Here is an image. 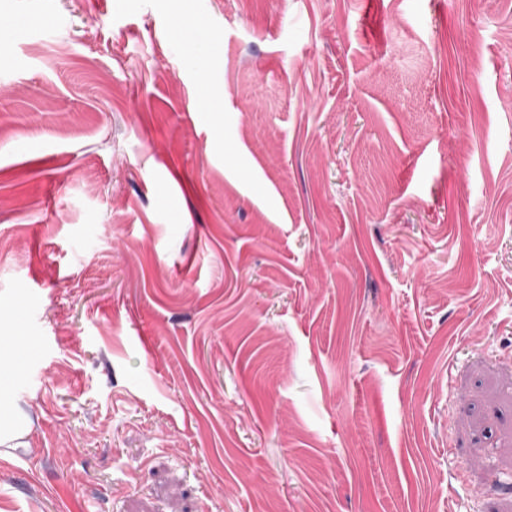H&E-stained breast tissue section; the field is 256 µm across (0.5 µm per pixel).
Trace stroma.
I'll return each instance as SVG.
<instances>
[{"label": "stroma", "instance_id": "35a3bbf8", "mask_svg": "<svg viewBox=\"0 0 512 512\" xmlns=\"http://www.w3.org/2000/svg\"><path fill=\"white\" fill-rule=\"evenodd\" d=\"M0 360V512H512V0H0ZM18 373V367L16 365H12L9 368L1 369V386H0V396H1V419H0V441L4 443L7 441L15 429L18 427V420L12 415L8 408V404L5 398V390L4 387L7 384L9 377H14Z\"/></svg>", "mask_w": 512, "mask_h": 512}]
</instances>
